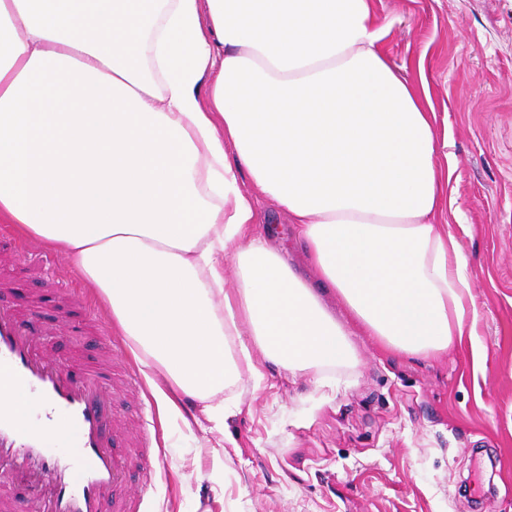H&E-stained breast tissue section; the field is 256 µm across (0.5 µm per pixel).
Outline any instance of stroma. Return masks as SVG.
Returning <instances> with one entry per match:
<instances>
[{"instance_id":"stroma-1","label":"stroma","mask_w":512,"mask_h":512,"mask_svg":"<svg viewBox=\"0 0 512 512\" xmlns=\"http://www.w3.org/2000/svg\"><path fill=\"white\" fill-rule=\"evenodd\" d=\"M384 50L423 82L438 157L452 170L441 217L469 260L478 309L438 357L383 350L352 332L357 366L298 374L262 364L224 392V428L197 402L159 419L149 385L116 416L151 452L142 512H512V0H373ZM10 303L53 280L92 290L58 256L54 276L15 263ZM47 337L60 363L95 361L94 337ZM221 457H213V449Z\"/></svg>"}]
</instances>
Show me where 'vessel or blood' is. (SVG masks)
Listing matches in <instances>:
<instances>
[{"label":"vessel or blood","mask_w":512,"mask_h":512,"mask_svg":"<svg viewBox=\"0 0 512 512\" xmlns=\"http://www.w3.org/2000/svg\"><path fill=\"white\" fill-rule=\"evenodd\" d=\"M49 326L0 305V387L34 398L36 419L0 408V468L24 471L49 488L44 512H141L143 495L126 490L130 462L109 426L111 370L59 366L45 350ZM74 447L71 455L62 447Z\"/></svg>","instance_id":"b4317fda"}]
</instances>
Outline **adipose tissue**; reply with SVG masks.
I'll list each match as a JSON object with an SVG mask.
<instances>
[{
  "label": "adipose tissue",
  "mask_w": 512,
  "mask_h": 512,
  "mask_svg": "<svg viewBox=\"0 0 512 512\" xmlns=\"http://www.w3.org/2000/svg\"><path fill=\"white\" fill-rule=\"evenodd\" d=\"M387 33L373 0H0V222L74 258L162 375L161 418L188 397L223 429L256 355L352 364L322 288L405 355L476 321L437 221L435 114ZM258 197L288 212L313 278L258 232Z\"/></svg>",
  "instance_id": "ef3b65f1"
}]
</instances>
